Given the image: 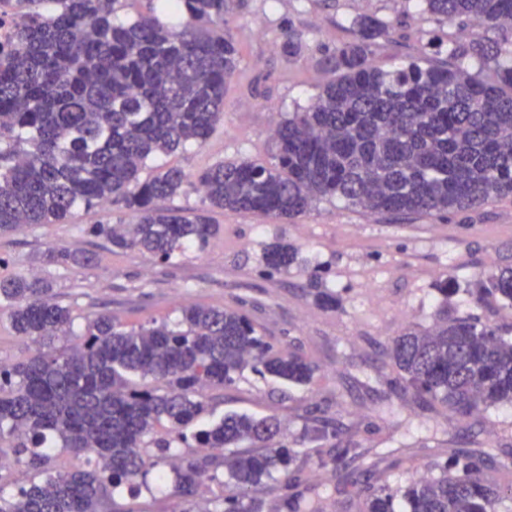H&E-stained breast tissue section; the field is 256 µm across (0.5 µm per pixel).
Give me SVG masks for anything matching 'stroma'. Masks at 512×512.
<instances>
[{"label": "stroma", "mask_w": 512, "mask_h": 512, "mask_svg": "<svg viewBox=\"0 0 512 512\" xmlns=\"http://www.w3.org/2000/svg\"><path fill=\"white\" fill-rule=\"evenodd\" d=\"M373 15L393 22L389 39L376 51L379 65L405 57H435L440 40H478L483 27L439 23L392 0H243L229 23L239 50L238 69L228 84L224 117L212 138L167 157L168 165L193 174L221 160L269 163L272 130L297 108L314 102L331 78L324 60L350 41V22ZM301 36L300 58L289 60L281 36ZM222 227L204 249L188 247L161 263L136 251L113 252L89 232L98 223L132 222L121 205L82 210L64 224H30L0 234V278L36 272L49 279L62 303L70 305L76 330L106 312L128 327L149 326L181 316L197 303L243 308L267 340L293 347L316 367L304 386L245 372L235 385L209 390L215 415L239 411L276 417L278 444L305 447L303 427L310 412L352 433L364 448H414L392 480L405 485L427 474L434 447L480 448L493 460L494 478L512 482V406L461 417L415 402L389 386L394 373L385 357L391 340L408 323L431 326L440 302L459 313H474L512 324V314L494 304H475L457 294L441 299L438 280L466 285L478 273L512 263V198L465 213L401 216L323 201L291 224L264 216L217 211ZM297 246L304 262L288 272L266 269L268 244ZM50 247L86 253L89 265L41 266ZM333 292L339 308L326 310L314 290ZM112 499L123 512H184L173 485L141 490L120 488Z\"/></svg>", "instance_id": "obj_1"}]
</instances>
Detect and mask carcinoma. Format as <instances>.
I'll return each mask as SVG.
<instances>
[{"label": "carcinoma", "instance_id": "cac0c4a2", "mask_svg": "<svg viewBox=\"0 0 512 512\" xmlns=\"http://www.w3.org/2000/svg\"><path fill=\"white\" fill-rule=\"evenodd\" d=\"M35 5L17 45L0 62V232L62 224L78 210L118 202L133 224L99 223L90 232L112 251L137 250L168 262L204 248L219 231L208 212L261 214L289 223L322 200L408 216L463 212L512 196V0H420L438 22H478L493 33L448 39L446 56L374 63L393 24L360 15L353 38L325 60L333 73L305 109L276 124L274 163L221 160L193 175L149 163L188 144L202 146L224 116L238 49L224 33L237 0H163L186 17L179 31L154 14L121 21L125 0H26ZM477 69H469L471 63ZM190 187L205 207H160ZM46 265L84 267L90 257L62 248ZM277 272L302 262L293 244L264 252ZM438 321L410 323L386 355L393 389L431 407L468 415L512 405V340L503 325L448 308L457 283L441 279ZM474 303L512 310V265L478 274ZM14 334L37 345L27 361L0 365V453L33 473L5 494L0 512H115L112 490L167 472L187 512H262L256 492L268 479L288 490L289 471L308 449L275 447L277 418L228 413L206 427L207 391L235 383L246 368L305 385L316 367L266 342L239 309L189 304L171 327L125 328L99 313L74 334L72 308L36 275L0 279ZM75 336L59 350L55 341ZM304 439L324 445L339 430L314 417ZM199 453L178 454L190 444ZM80 461L54 469L55 450ZM428 477L391 482L402 459L355 442L335 449V490L359 481L358 512H495L512 498L470 448H437ZM224 495L205 498V482Z\"/></svg>", "mask_w": 512, "mask_h": 512}]
</instances>
